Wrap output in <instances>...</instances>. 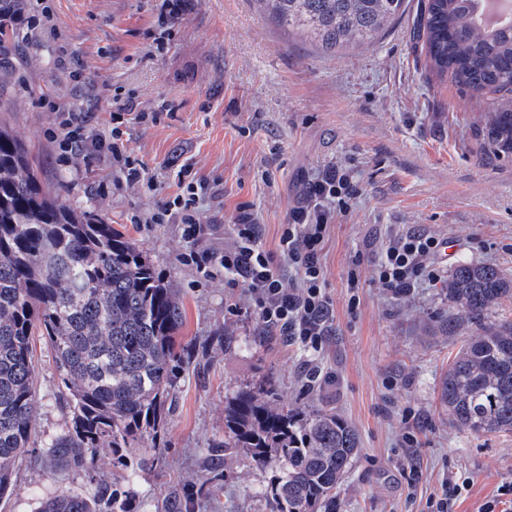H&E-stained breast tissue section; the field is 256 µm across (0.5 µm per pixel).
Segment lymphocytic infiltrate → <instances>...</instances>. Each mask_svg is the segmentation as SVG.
<instances>
[{
  "label": "lymphocytic infiltrate",
  "instance_id": "lymphocytic-infiltrate-1",
  "mask_svg": "<svg viewBox=\"0 0 512 512\" xmlns=\"http://www.w3.org/2000/svg\"><path fill=\"white\" fill-rule=\"evenodd\" d=\"M9 38H0V57L16 53L20 37L54 31V17L45 0H31L25 10L9 20ZM44 106L56 118L55 138L61 162L78 165L99 154L110 155L120 179L127 187L151 186L148 165L129 147L126 139L129 117L160 123L161 110H140L136 95L114 89L108 127L96 128L95 115L79 105H64L45 97ZM175 193L161 198L147 221L151 224H182L183 237L195 240L204 230L202 201L208 178L184 168ZM354 191L339 168L325 170L308 182L302 201L291 209L283 225L276 250L262 243V229L250 203L234 208V238L223 251L190 254L197 265L223 269L229 284L245 282L250 293L249 310L265 329L278 332L291 343L321 351L331 332V299L326 292L325 269L321 261L329 227L337 210L346 209ZM443 240L421 230H413L389 240L375 264V280L388 294L407 296L422 283L442 278L439 258ZM293 268L297 278L285 283L282 266Z\"/></svg>",
  "mask_w": 512,
  "mask_h": 512
}]
</instances>
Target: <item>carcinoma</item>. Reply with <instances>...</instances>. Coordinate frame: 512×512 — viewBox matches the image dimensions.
<instances>
[{
	"instance_id": "cac0c4a2",
	"label": "carcinoma",
	"mask_w": 512,
	"mask_h": 512,
	"mask_svg": "<svg viewBox=\"0 0 512 512\" xmlns=\"http://www.w3.org/2000/svg\"><path fill=\"white\" fill-rule=\"evenodd\" d=\"M280 25L305 29L325 50L378 36L405 0H259ZM483 0H426L414 34L429 69L492 101L487 150L512 152V25L478 20ZM448 302L475 328L440 381L448 416L481 434L512 433V321L485 324L512 299V279L462 261L448 277ZM183 303L144 251L90 212L63 204L33 169L24 142L0 129V496L28 452L36 400L32 341L54 352L70 422L46 444L52 468L92 473L103 446L127 448L157 431L172 388ZM247 453L271 472L266 512H336V495L359 452L354 428L325 409L273 408L238 388L224 409V451ZM132 492L100 486L91 497L62 495L38 512H128ZM107 510H102L100 505Z\"/></svg>"
}]
</instances>
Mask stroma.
Wrapping results in <instances>:
<instances>
[{"instance_id":"1","label":"stroma","mask_w":512,"mask_h":512,"mask_svg":"<svg viewBox=\"0 0 512 512\" xmlns=\"http://www.w3.org/2000/svg\"><path fill=\"white\" fill-rule=\"evenodd\" d=\"M60 41L22 45L0 64V122L23 140L45 187L64 204L92 212L148 255L183 300L179 343L190 363L175 368L171 405L157 432L126 449L148 457L133 483V512H264L271 477L249 456L227 453L224 406L241 386L275 391L277 403L342 415L360 452L337 495L336 512H426L452 476L469 477L452 512H478L512 482V433L476 434L439 405L440 378L464 330L439 333L456 317L441 286L394 297L374 280L380 248L422 230L445 240L442 269L472 260L512 277V155L487 160L480 134L490 107L449 79L437 78L414 46L421 0L374 40L326 52L304 33L280 27L259 0H191L167 51L146 37L158 0H49ZM68 51L106 83L135 91L140 107L174 108L161 124H131L129 145L147 161L159 193H174L188 164L215 182L205 234L187 243L177 224H133L156 197L126 187L106 161L80 168L58 160L56 127L42 100L72 95L55 61ZM345 169L358 193L337 214L324 244L332 334L323 353L266 334L243 313L245 285L229 287L182 254L223 250L233 240L234 207L252 204L266 249H276L288 211L311 179ZM360 283L350 310L349 274ZM38 441L63 431L65 391L53 353L33 344ZM320 362L326 380L307 392L302 370ZM413 420H406V413ZM414 434L415 447L404 437ZM127 469L111 449L93 473L58 471L28 455L0 512H36L41 499L93 495L124 485Z\"/></svg>"}]
</instances>
